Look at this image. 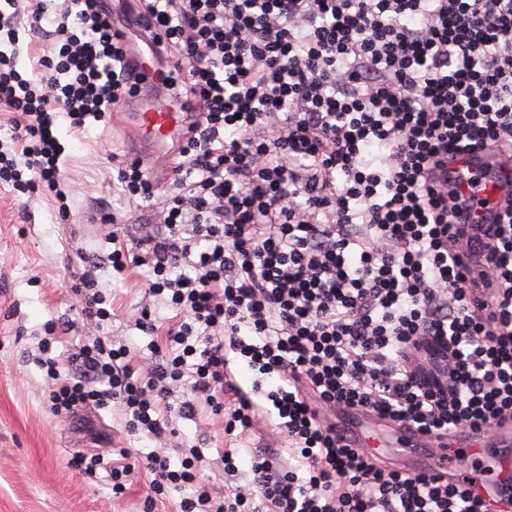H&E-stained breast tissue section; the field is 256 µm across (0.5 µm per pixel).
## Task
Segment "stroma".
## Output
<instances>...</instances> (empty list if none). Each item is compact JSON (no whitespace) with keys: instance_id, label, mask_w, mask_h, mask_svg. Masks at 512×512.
Masks as SVG:
<instances>
[{"instance_id":"obj_1","label":"stroma","mask_w":512,"mask_h":512,"mask_svg":"<svg viewBox=\"0 0 512 512\" xmlns=\"http://www.w3.org/2000/svg\"><path fill=\"white\" fill-rule=\"evenodd\" d=\"M54 132L65 146L68 220L60 219L53 198L20 196L0 184V512H143L151 477L136 464L154 450V442L127 435L115 409L89 410L90 434L78 431L71 418L54 414L37 356L50 321L64 327L55 354L67 355L79 344L85 328L72 286L85 269V258L125 245L147 215H132L119 225L117 242L107 240L102 214L125 211L112 192V162L123 159L126 146L118 126L95 122L77 131L61 117ZM97 276L112 301V321L103 335L129 345L135 364L147 365L165 341L135 327L145 303L146 270L131 267L119 275L106 266ZM168 420L176 431L165 449L171 466L179 467L183 449L200 446L209 485L224 494L220 456L230 439L223 418L202 407L195 419L172 414ZM112 448L128 449L134 467L118 499L106 471L91 477L72 464L75 453Z\"/></svg>"}]
</instances>
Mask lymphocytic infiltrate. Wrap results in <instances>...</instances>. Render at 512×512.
<instances>
[{
    "instance_id": "obj_1",
    "label": "lymphocytic infiltrate",
    "mask_w": 512,
    "mask_h": 512,
    "mask_svg": "<svg viewBox=\"0 0 512 512\" xmlns=\"http://www.w3.org/2000/svg\"><path fill=\"white\" fill-rule=\"evenodd\" d=\"M44 19L53 49L30 78L19 29ZM149 37L188 107L173 188L119 162L128 207L147 211L131 247L88 262L74 286L94 328L112 319L97 272L149 267L140 331L163 303L179 320L146 368L127 346L85 336L40 365L54 413L115 405L128 435L157 443L143 468L180 512H484L471 476L413 473L346 444L319 408L355 410L428 436L482 434L512 419V198L472 218L483 178L454 175L474 152L512 160V0H0V183L55 197L66 215L57 116L81 129L149 86L128 32ZM253 371L232 378L230 354ZM263 393L294 464L264 444L213 495L200 448L180 468L159 452L160 411L255 427Z\"/></svg>"
}]
</instances>
